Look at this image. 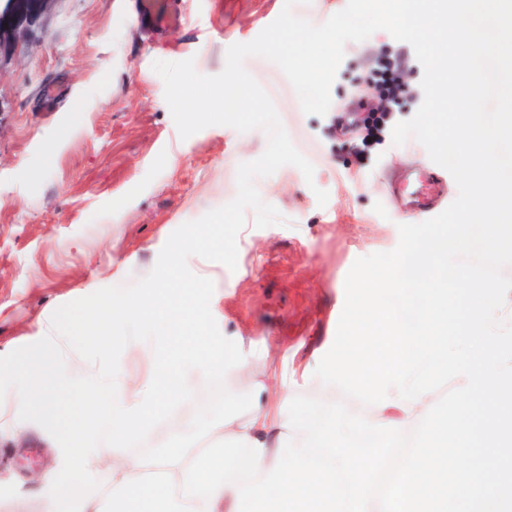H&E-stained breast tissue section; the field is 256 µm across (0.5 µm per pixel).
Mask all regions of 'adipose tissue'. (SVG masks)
Segmentation results:
<instances>
[{"label": "adipose tissue", "mask_w": 512, "mask_h": 512, "mask_svg": "<svg viewBox=\"0 0 512 512\" xmlns=\"http://www.w3.org/2000/svg\"><path fill=\"white\" fill-rule=\"evenodd\" d=\"M105 308L137 320L148 328L163 331V340L155 351L146 374L133 373L130 366L142 355L140 347L126 345L118 357H111V337L98 335L94 342L101 354L98 371L83 367V355L75 337L90 332L87 321H73L68 331L50 325L41 345L26 358L33 373L23 375L14 385L13 405L25 416L45 426L56 425L52 399L46 394L44 377L65 381L77 394L70 444L60 448V462L45 477L43 512H103L99 492L102 477L112 482V512H203L199 499H184L183 459L192 453L198 440L245 436L263 445L260 474L273 467L279 438L285 435L280 407L289 396L287 384L269 387V376L258 370L248 355L237 353L225 361L224 349L210 336L202 313L176 291H157L151 296L128 299L111 297ZM192 362L205 372L230 367L237 377L250 384L255 400L242 416L225 413L217 407L200 416L194 433L174 436L158 462L160 480L136 481V459L113 454L99 445V428L112 430L115 441L135 435L150 426L156 414L169 403H183L195 412L207 398L209 386L203 376L189 377L184 362Z\"/></svg>", "instance_id": "adipose-tissue-1"}]
</instances>
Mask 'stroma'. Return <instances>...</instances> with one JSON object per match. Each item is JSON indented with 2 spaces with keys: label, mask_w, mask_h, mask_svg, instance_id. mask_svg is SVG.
Returning a JSON list of instances; mask_svg holds the SVG:
<instances>
[{
  "label": "stroma",
  "mask_w": 512,
  "mask_h": 512,
  "mask_svg": "<svg viewBox=\"0 0 512 512\" xmlns=\"http://www.w3.org/2000/svg\"><path fill=\"white\" fill-rule=\"evenodd\" d=\"M168 2L182 18L173 28L142 24L138 0H52L0 44V512H41L35 476L55 466L54 450L67 440L12 403V378L44 324L66 303L148 275L171 233L232 201L239 165L267 147L263 131L224 125L181 139L153 64L190 59L200 74H219L228 48L255 39L284 0ZM384 54L404 61L408 92L395 119H410L423 102V68L390 33L346 44L323 116L304 113L282 70L257 58L248 72L314 180L292 165L256 178L283 221L258 228L247 212L236 269L188 260L214 283L220 332L246 337L260 365L297 396L310 395L333 344L353 263L398 244L407 200L390 195L387 182L425 169L443 183L440 208L458 194L416 140L359 153V121L377 98L371 70ZM317 187L328 192L326 205ZM196 421L170 405L116 452L147 461Z\"/></svg>",
  "instance_id": "obj_1"
}]
</instances>
